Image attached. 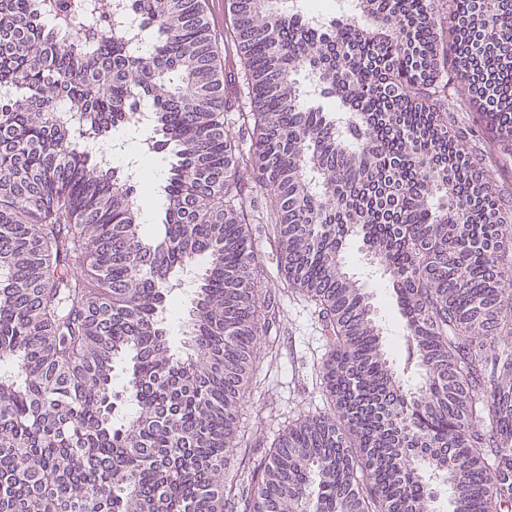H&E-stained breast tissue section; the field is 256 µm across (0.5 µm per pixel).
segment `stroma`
I'll use <instances>...</instances> for the list:
<instances>
[{
  "label": "stroma",
  "mask_w": 512,
  "mask_h": 512,
  "mask_svg": "<svg viewBox=\"0 0 512 512\" xmlns=\"http://www.w3.org/2000/svg\"><path fill=\"white\" fill-rule=\"evenodd\" d=\"M247 199L256 214L252 225L254 246L267 270L261 289L279 306L275 323L261 340L266 356L260 362L257 383L239 409L245 428V457L254 463L266 456L273 439L289 421L325 405L318 366L328 352V341L315 306L290 292L284 280L276 246L260 216L262 200L252 192ZM344 252L349 272L369 287L386 342L401 340L404 327L387 279L373 275L374 263L360 238L350 239Z\"/></svg>",
  "instance_id": "obj_1"
}]
</instances>
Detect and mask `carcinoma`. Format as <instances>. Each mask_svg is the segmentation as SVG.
<instances>
[{
    "label": "carcinoma",
    "instance_id": "1",
    "mask_svg": "<svg viewBox=\"0 0 512 512\" xmlns=\"http://www.w3.org/2000/svg\"><path fill=\"white\" fill-rule=\"evenodd\" d=\"M284 2L226 0L238 88L201 0H131L145 51L0 0V512H434L428 470L452 512H512V200L486 177L512 163V0H353L318 25ZM240 93L246 153L224 131ZM119 129L175 151L153 236L145 185L78 146ZM243 170L330 345L327 406L246 475L238 412L274 311ZM351 237L394 289L410 388ZM190 270L175 353L166 300Z\"/></svg>",
    "mask_w": 512,
    "mask_h": 512
}]
</instances>
